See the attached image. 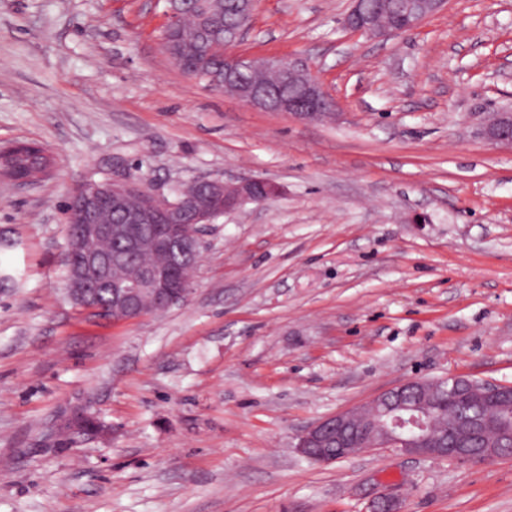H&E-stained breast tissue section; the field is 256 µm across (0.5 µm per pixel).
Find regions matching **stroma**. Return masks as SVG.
I'll list each match as a JSON object with an SVG mask.
<instances>
[{"mask_svg": "<svg viewBox=\"0 0 512 512\" xmlns=\"http://www.w3.org/2000/svg\"><path fill=\"white\" fill-rule=\"evenodd\" d=\"M350 0H257L249 56H303L338 120L263 112L184 75L165 0H0V144L54 177L0 180V512H512V455L375 449L330 465L308 424L413 378L512 385V0H450L414 32L341 25ZM170 195L274 183L206 227L188 300L121 324L65 280L89 180ZM97 415L98 439L65 433ZM485 135L491 142L512 146V113L499 112L493 124L484 127ZM26 143H30L33 146L22 151L9 152V161L19 171L33 174L37 178V174L41 173V157L39 156L40 149L38 148L41 145L33 142Z\"/></svg>", "mask_w": 512, "mask_h": 512, "instance_id": "obj_1", "label": "stroma"}]
</instances>
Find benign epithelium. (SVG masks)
<instances>
[{
  "instance_id": "7a95c632",
  "label": "benign epithelium",
  "mask_w": 512,
  "mask_h": 512,
  "mask_svg": "<svg viewBox=\"0 0 512 512\" xmlns=\"http://www.w3.org/2000/svg\"><path fill=\"white\" fill-rule=\"evenodd\" d=\"M448 0H405L398 8L406 15L395 26L377 22L376 9L369 0H353L343 18L344 28L354 35L386 38L416 29L427 17L447 8ZM248 29L239 31L229 42L208 37L209 29L200 25V33L209 54L224 55V83L237 79L243 66H262L276 70L288 94L266 86L238 88L237 97L262 111L285 112L310 119L334 98L316 75L309 61L301 56L252 57L234 52ZM491 142L512 146V113L500 112L492 124L484 127ZM204 196L182 197L172 201L166 196L144 190L130 178L89 181L75 193L80 200L76 220L68 235V253L75 258L68 267L67 287L71 299L81 308L100 312L114 322H130L150 313L163 311L188 300L192 284L180 276L184 268H197L202 262L200 235L204 226L215 221L218 213L227 214L247 204H263L274 196L276 187L265 179L226 182L203 178ZM123 216L124 223L100 221L103 209ZM116 242L120 250L112 253L95 250L91 244ZM452 386L480 387L488 396H497L502 385L475 382L461 374L443 378ZM434 393V381L408 379L387 389L366 405L354 406L329 415L308 426L299 436L297 452L319 463L330 464L367 449H390L398 454L420 458H448L481 464L500 455L496 448L486 451L473 442L489 425L488 419L464 422L454 446L435 437L429 422L428 403Z\"/></svg>"
}]
</instances>
